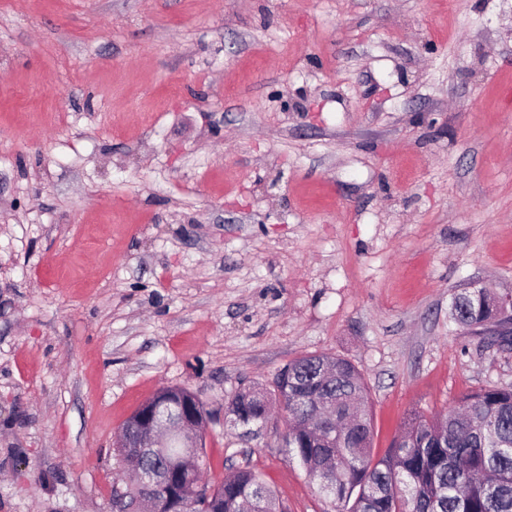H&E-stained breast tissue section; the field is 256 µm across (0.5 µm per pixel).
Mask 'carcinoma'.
<instances>
[{"mask_svg": "<svg viewBox=\"0 0 512 512\" xmlns=\"http://www.w3.org/2000/svg\"><path fill=\"white\" fill-rule=\"evenodd\" d=\"M499 298L485 288L458 294L455 321L476 329L482 341L512 348L507 336L486 335L498 315ZM286 414L288 459L297 462L318 492L339 512H512V389L485 387L460 397L441 415L415 412L385 456L372 454L373 426L368 391L349 360L311 354L290 361L272 387L250 384L224 404V415L242 427L270 419L272 403ZM135 472L165 470L181 449L146 454L121 448ZM183 492L193 512H285L257 471L244 467L212 485L202 478L203 461L189 459ZM166 512L155 487L132 483L112 490V506L134 512L151 499Z\"/></svg>", "mask_w": 512, "mask_h": 512, "instance_id": "1", "label": "carcinoma"}]
</instances>
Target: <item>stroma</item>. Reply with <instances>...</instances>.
I'll return each instance as SVG.
<instances>
[{
    "label": "stroma",
    "instance_id": "stroma-1",
    "mask_svg": "<svg viewBox=\"0 0 512 512\" xmlns=\"http://www.w3.org/2000/svg\"><path fill=\"white\" fill-rule=\"evenodd\" d=\"M512 0H0V512H110L123 423L206 403L205 477L334 512L224 402L351 361L373 455L512 388ZM500 299L491 294L486 288H474L454 297L452 316L455 321L475 328L476 333L483 336V343L497 344L501 348L510 350L512 348V331H510L512 325V298L501 302L500 313L496 321L509 318V335L486 336L487 324L494 321L498 315ZM507 306L510 308V314H508Z\"/></svg>",
    "mask_w": 512,
    "mask_h": 512
}]
</instances>
